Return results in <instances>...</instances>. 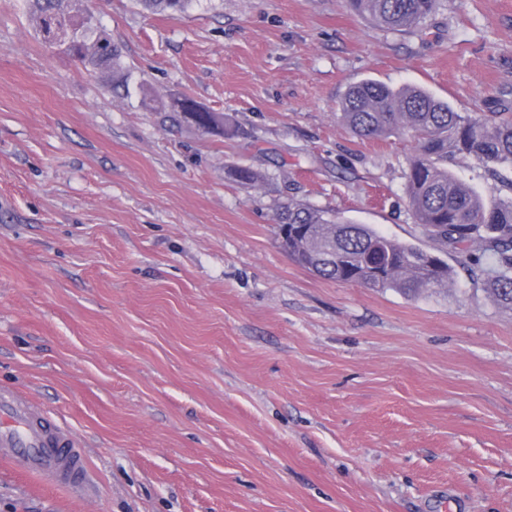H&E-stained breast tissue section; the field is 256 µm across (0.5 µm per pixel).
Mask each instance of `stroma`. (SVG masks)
<instances>
[{
  "instance_id": "obj_1",
  "label": "stroma",
  "mask_w": 512,
  "mask_h": 512,
  "mask_svg": "<svg viewBox=\"0 0 512 512\" xmlns=\"http://www.w3.org/2000/svg\"><path fill=\"white\" fill-rule=\"evenodd\" d=\"M128 95L0 0V388L85 448L88 506L0 465V512H512V311L409 206L416 144L355 136L352 83L461 113L512 100V0H439L395 33L348 0H89ZM217 136L161 113L181 95ZM246 166L258 188L229 181ZM448 168L485 199L512 170ZM297 196L453 266L409 298L321 279L282 247ZM143 9L154 12H166L170 15L182 14L190 7L193 0H136ZM226 176L232 182L245 188L261 185L268 180L265 174L251 167L229 168L226 171Z\"/></svg>"
}]
</instances>
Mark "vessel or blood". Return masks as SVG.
<instances>
[{"label": "vessel or blood", "mask_w": 512, "mask_h": 512, "mask_svg": "<svg viewBox=\"0 0 512 512\" xmlns=\"http://www.w3.org/2000/svg\"><path fill=\"white\" fill-rule=\"evenodd\" d=\"M0 463L87 498L88 464L70 427L28 396L0 390Z\"/></svg>", "instance_id": "1"}]
</instances>
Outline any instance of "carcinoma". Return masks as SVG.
Returning <instances> with one entry per match:
<instances>
[{"mask_svg": "<svg viewBox=\"0 0 512 512\" xmlns=\"http://www.w3.org/2000/svg\"><path fill=\"white\" fill-rule=\"evenodd\" d=\"M47 42L51 20L72 12L71 0H24ZM143 9L182 14L193 0H136ZM353 9L392 31H414L435 13L439 0H350ZM64 53L90 72L110 78L112 92L128 85L129 71L112 34L76 23ZM178 121L206 133H224V114L185 95L171 104ZM342 122L358 137L377 139L399 132L417 143L410 159L406 191L417 222L428 233L460 251L473 245L490 254L494 265L489 291L494 302L512 311V198L489 203L450 170L448 159L469 156L484 164L512 169V102L493 101L487 116L463 115L448 102L412 86L391 88L372 79L351 84L340 105ZM229 180L252 188L267 176L250 167L226 171ZM282 245L291 258L315 275L336 282H359L380 291L396 290L410 298L441 291L454 281V269L423 249L388 238L367 224L290 197L277 203Z\"/></svg>", "mask_w": 512, "mask_h": 512, "instance_id": "1", "label": "carcinoma"}]
</instances>
